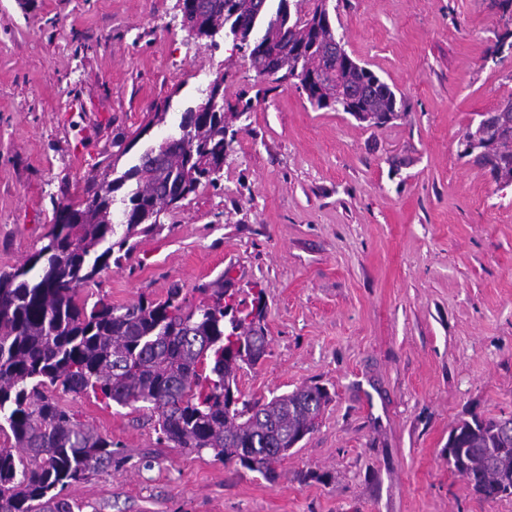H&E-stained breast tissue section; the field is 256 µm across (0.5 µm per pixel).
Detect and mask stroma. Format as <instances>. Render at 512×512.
<instances>
[{"mask_svg":"<svg viewBox=\"0 0 512 512\" xmlns=\"http://www.w3.org/2000/svg\"><path fill=\"white\" fill-rule=\"evenodd\" d=\"M329 10L348 54L403 99L384 127L262 81L231 40L189 35L177 0H0V271L41 248L55 202L179 135L223 77L225 102L253 108L219 187L133 235L82 293L122 305L176 284L196 305L231 273L265 302L267 355L239 371L241 392L331 397L272 483L159 443L150 411L68 399L123 456L67 489L82 512H512L448 467L460 419L512 414V188L461 154L512 95V54L490 52L512 19L490 0Z\"/></svg>","mask_w":512,"mask_h":512,"instance_id":"stroma-1","label":"stroma"}]
</instances>
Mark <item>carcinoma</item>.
Listing matches in <instances>:
<instances>
[{"label": "carcinoma", "instance_id": "1", "mask_svg": "<svg viewBox=\"0 0 512 512\" xmlns=\"http://www.w3.org/2000/svg\"><path fill=\"white\" fill-rule=\"evenodd\" d=\"M195 36L210 46L228 38L246 48L258 76L292 81L320 109L343 111L380 128L399 116L396 93L347 53L333 30L328 0H201ZM192 136L173 140L159 156L123 175L88 180L84 199L55 208L47 242L27 262L0 272V512H74L65 491L112 466V440L85 427L61 397L100 396L122 407L138 404L157 416L158 440L196 452L210 450L273 481L274 464L289 445L316 427L328 393L303 386L268 402L240 397L237 373L245 361L233 350L266 357L261 325L263 292L238 299L224 272L220 287L202 284L206 300L186 305L172 286L161 300L140 297L115 306L80 297L97 283L114 250L132 231L148 232L158 214L205 183L213 187L227 157L229 119L252 109L199 105ZM494 132L478 123L466 139L480 148L474 162L494 179L512 176V112ZM123 196L126 232L112 221ZM501 419L459 422L448 463L466 487L487 500L512 485V434Z\"/></svg>", "mask_w": 512, "mask_h": 512}]
</instances>
